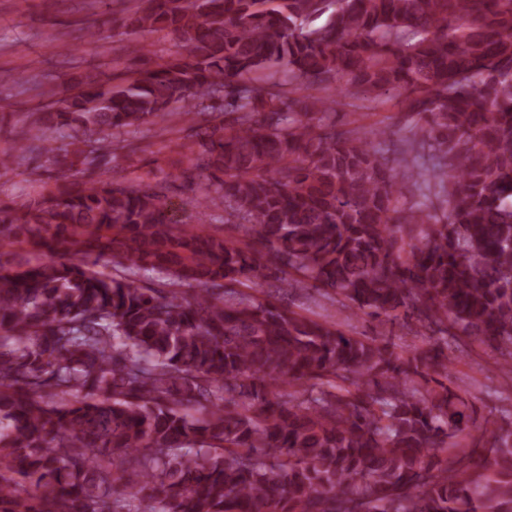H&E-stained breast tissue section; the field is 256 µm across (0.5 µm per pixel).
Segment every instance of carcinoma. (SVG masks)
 Instances as JSON below:
<instances>
[{"label": "carcinoma", "instance_id": "obj_1", "mask_svg": "<svg viewBox=\"0 0 512 512\" xmlns=\"http://www.w3.org/2000/svg\"><path fill=\"white\" fill-rule=\"evenodd\" d=\"M122 22L179 50L50 93L51 184L0 205V249L50 254L0 261V512H512V421L448 386L460 336L512 362V0H142ZM386 95L419 117L397 144L329 120ZM176 113L243 237L73 178ZM308 289L426 346L269 300Z\"/></svg>", "mask_w": 512, "mask_h": 512}]
</instances>
